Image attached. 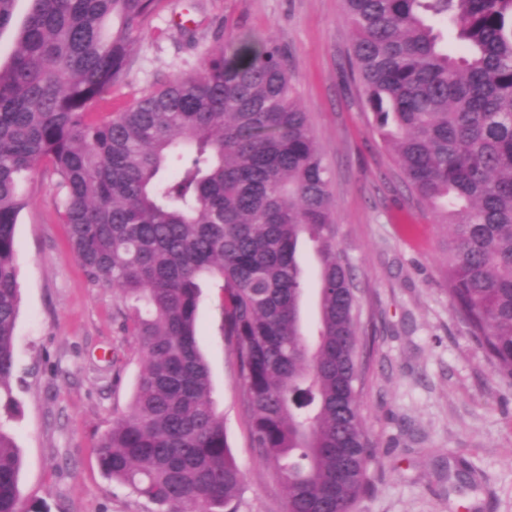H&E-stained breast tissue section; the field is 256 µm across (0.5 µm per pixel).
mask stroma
<instances>
[{
	"mask_svg": "<svg viewBox=\"0 0 512 512\" xmlns=\"http://www.w3.org/2000/svg\"><path fill=\"white\" fill-rule=\"evenodd\" d=\"M272 37L329 170L338 239L350 263L364 353L360 417L374 452L370 490L353 512H512V391L468 336L447 292L445 225L405 186L352 74L342 0H160L135 34L120 112L173 77L202 69L219 36ZM16 412L24 512H157L102 472L98 439L130 404L141 368L123 328L129 303L96 285L59 219L63 193L44 165L21 182ZM217 285L202 288L198 344L212 398L243 473L238 512H284L273 469L256 458L221 330ZM467 468L474 483L450 488Z\"/></svg>",
	"mask_w": 512,
	"mask_h": 512,
	"instance_id": "stroma-1",
	"label": "stroma"
}]
</instances>
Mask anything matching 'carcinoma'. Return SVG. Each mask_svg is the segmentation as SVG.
<instances>
[{"label":"carcinoma","instance_id":"carcinoma-1","mask_svg":"<svg viewBox=\"0 0 512 512\" xmlns=\"http://www.w3.org/2000/svg\"><path fill=\"white\" fill-rule=\"evenodd\" d=\"M0 65V395L12 402L21 174L46 162L90 280L136 304L142 367L98 442L105 475L158 512H237L244 475L197 344L202 283L220 282L238 407L285 512H352L372 456L350 267L314 130L274 40L229 34L202 70L105 119L134 33L158 0H29ZM351 65L410 192L448 226V294L512 388V0H344ZM454 27L459 48L438 24ZM178 173L163 176L169 158ZM313 244L317 320L299 257ZM21 456L0 421V512Z\"/></svg>","mask_w":512,"mask_h":512}]
</instances>
